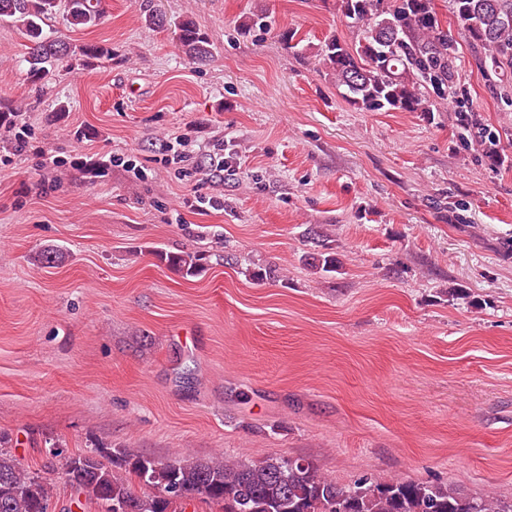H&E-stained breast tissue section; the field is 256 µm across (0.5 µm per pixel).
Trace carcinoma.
<instances>
[{
  "instance_id": "carcinoma-1",
  "label": "carcinoma",
  "mask_w": 512,
  "mask_h": 512,
  "mask_svg": "<svg viewBox=\"0 0 512 512\" xmlns=\"http://www.w3.org/2000/svg\"><path fill=\"white\" fill-rule=\"evenodd\" d=\"M451 2L455 35L442 23L434 0H338L355 41L325 37L318 48L319 63L343 88L345 98L367 112L430 114L447 98L464 110L468 94L455 82L459 40L480 50L479 65L487 77L512 83V0ZM61 8L75 27H96L103 18L101 0H0V22L16 27L27 41L32 82L52 79L69 66L72 56L85 64L109 56L102 44L74 50L51 37L45 22ZM271 26L267 13L260 11L250 14L241 30L268 31ZM178 30V46L186 57L196 63L210 58L208 37L193 20H181ZM475 141L487 158L500 152L499 139L485 130ZM159 257L184 277L204 270L198 252H162ZM59 259V251L50 245L33 256L43 267ZM64 475L74 493L102 512H114L116 506L121 512H182L183 505L196 498L219 506L220 512H512V496L470 494L454 484L363 476L342 487L318 474L314 462L285 457L161 462L101 444L68 456ZM133 477L162 494H136ZM53 499L48 477L0 448V512H51Z\"/></svg>"
}]
</instances>
